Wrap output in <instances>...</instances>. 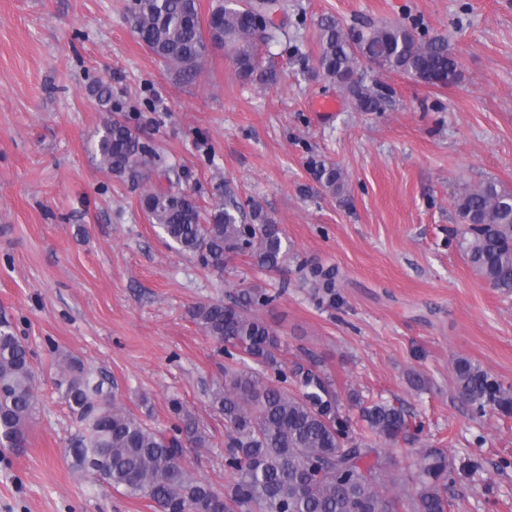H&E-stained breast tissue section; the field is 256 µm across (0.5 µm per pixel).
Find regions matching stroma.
<instances>
[{
	"instance_id": "stroma-1",
	"label": "stroma",
	"mask_w": 512,
	"mask_h": 512,
	"mask_svg": "<svg viewBox=\"0 0 512 512\" xmlns=\"http://www.w3.org/2000/svg\"><path fill=\"white\" fill-rule=\"evenodd\" d=\"M125 6L0 0V320L39 376L23 447L0 451V512H157L73 469L76 423L56 388L64 355L158 428L180 399L215 441L183 464L223 484L224 418L206 392L224 355L190 309L255 283L278 294L263 315L288 372H327L353 420V393L403 406L412 426L389 448L399 468L430 448L477 458L450 489L455 512H512V418L477 412L453 374L464 357L512 387V294L471 270L454 207L488 179L512 190V0H288L278 41L258 48L278 75L270 85L240 79L222 48L197 76L167 69ZM324 17L446 38L462 78L432 87L365 61L386 102L356 111L318 73ZM99 79L201 204L258 205L281 225V269L239 254L217 274L169 246L140 207L144 182L109 174L93 152L108 117L90 91ZM324 98L338 103L328 116L312 107ZM319 161L341 168L342 194L317 181ZM313 267L335 272V297L304 283Z\"/></svg>"
}]
</instances>
